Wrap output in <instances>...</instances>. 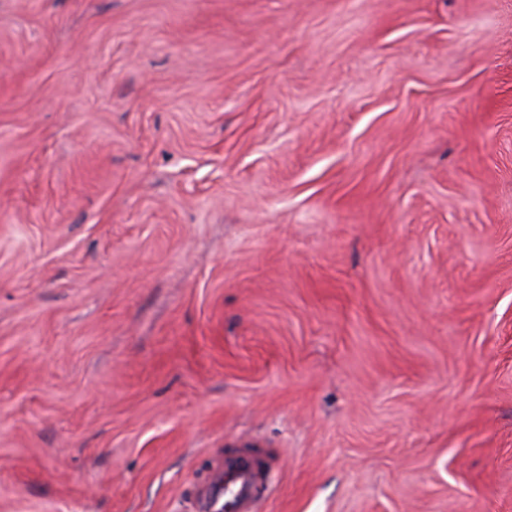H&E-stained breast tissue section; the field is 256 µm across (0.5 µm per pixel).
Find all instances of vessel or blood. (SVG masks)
I'll return each mask as SVG.
<instances>
[{"mask_svg":"<svg viewBox=\"0 0 512 512\" xmlns=\"http://www.w3.org/2000/svg\"><path fill=\"white\" fill-rule=\"evenodd\" d=\"M266 466L253 449L225 457L197 492L196 512H258L267 486Z\"/></svg>","mask_w":512,"mask_h":512,"instance_id":"1","label":"vessel or blood"}]
</instances>
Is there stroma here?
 Returning a JSON list of instances; mask_svg holds the SVG:
<instances>
[{"mask_svg":"<svg viewBox=\"0 0 512 512\" xmlns=\"http://www.w3.org/2000/svg\"><path fill=\"white\" fill-rule=\"evenodd\" d=\"M512 512V0H0V512ZM266 466L253 449L224 457L197 492L196 512H257L265 498Z\"/></svg>","mask_w":512,"mask_h":512,"instance_id":"obj_1","label":"stroma"}]
</instances>
